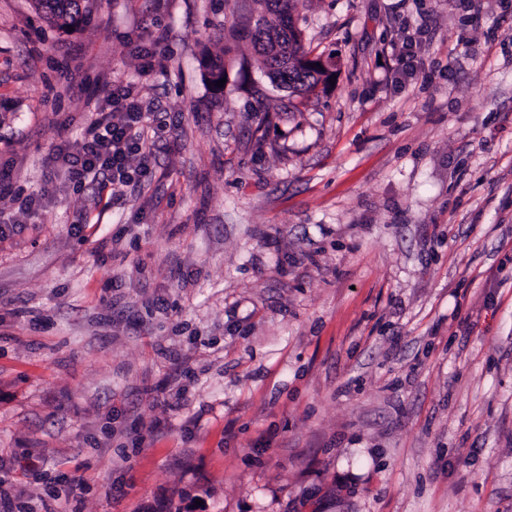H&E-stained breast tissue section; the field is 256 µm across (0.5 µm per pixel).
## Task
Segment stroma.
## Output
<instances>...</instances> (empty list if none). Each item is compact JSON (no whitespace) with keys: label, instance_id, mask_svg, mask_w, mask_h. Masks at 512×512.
Instances as JSON below:
<instances>
[{"label":"stroma","instance_id":"stroma-1","mask_svg":"<svg viewBox=\"0 0 512 512\" xmlns=\"http://www.w3.org/2000/svg\"><path fill=\"white\" fill-rule=\"evenodd\" d=\"M294 17L337 56L300 112L245 38L203 81L224 0H95L72 32L0 0L12 512H512V0ZM115 81L167 147L104 209L43 159ZM232 51L231 46L224 45V57L221 56H213L211 54L205 56L207 65L206 69L209 70L208 74L212 77V79H208L205 76V73H202L204 81L211 87L212 93L216 95H221L224 92V87H218L216 85V82L220 79H223V77H226L227 82V73H226V64H225V57L229 55Z\"/></svg>","mask_w":512,"mask_h":512}]
</instances>
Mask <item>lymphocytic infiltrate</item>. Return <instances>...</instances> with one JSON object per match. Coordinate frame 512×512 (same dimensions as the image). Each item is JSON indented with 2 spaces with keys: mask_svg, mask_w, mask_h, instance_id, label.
Wrapping results in <instances>:
<instances>
[{
  "mask_svg": "<svg viewBox=\"0 0 512 512\" xmlns=\"http://www.w3.org/2000/svg\"><path fill=\"white\" fill-rule=\"evenodd\" d=\"M162 127L158 113L146 109L129 87H113L91 113L83 139L60 141L48 156L75 185H91L98 197L117 199L136 177L146 176L154 147L143 138L146 126Z\"/></svg>",
  "mask_w": 512,
  "mask_h": 512,
  "instance_id": "f902f5d3",
  "label": "lymphocytic infiltrate"
}]
</instances>
